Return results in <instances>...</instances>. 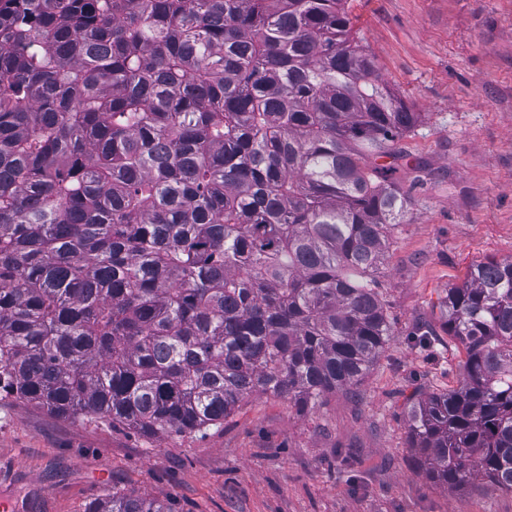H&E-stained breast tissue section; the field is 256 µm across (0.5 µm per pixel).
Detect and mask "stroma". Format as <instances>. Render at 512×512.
Segmentation results:
<instances>
[{
  "label": "stroma",
  "instance_id": "1",
  "mask_svg": "<svg viewBox=\"0 0 512 512\" xmlns=\"http://www.w3.org/2000/svg\"><path fill=\"white\" fill-rule=\"evenodd\" d=\"M384 79L425 120L402 142L411 197L380 277L394 319L355 393L300 414L266 394L223 427L148 437L0 399V501L9 512H85L111 494L171 512H512L482 484L451 492L410 471L405 405L456 388L466 352L412 331L472 264L512 258V0H347Z\"/></svg>",
  "mask_w": 512,
  "mask_h": 512
}]
</instances>
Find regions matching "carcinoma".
<instances>
[{
	"label": "carcinoma",
	"instance_id": "cac0c4a2",
	"mask_svg": "<svg viewBox=\"0 0 512 512\" xmlns=\"http://www.w3.org/2000/svg\"><path fill=\"white\" fill-rule=\"evenodd\" d=\"M422 120L346 0H0V394L159 436L353 391ZM441 318L466 361L408 398L412 471L512 493V259Z\"/></svg>",
	"mask_w": 512,
	"mask_h": 512
}]
</instances>
